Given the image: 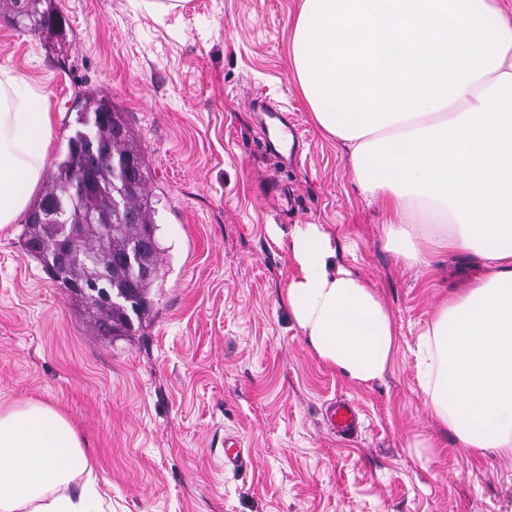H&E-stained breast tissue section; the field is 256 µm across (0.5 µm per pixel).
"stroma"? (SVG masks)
I'll list each match as a JSON object with an SVG mask.
<instances>
[{
  "label": "stroma",
  "instance_id": "1",
  "mask_svg": "<svg viewBox=\"0 0 512 512\" xmlns=\"http://www.w3.org/2000/svg\"><path fill=\"white\" fill-rule=\"evenodd\" d=\"M301 0H186L155 15L140 0H40L60 20L32 34L0 21V66L21 75L52 117L47 170L68 150L75 99L102 92L149 159L164 275L133 336H95L88 317L0 230V404L63 413L94 458L112 512H501L512 459L474 460L438 433L413 350L458 261L398 263L380 205L301 95L289 45ZM299 130L296 159L261 150L253 106ZM318 224L338 259L375 288L398 332L383 379L368 386L324 366L288 311L287 250ZM358 408L343 439L325 409ZM232 436L249 467H224Z\"/></svg>",
  "mask_w": 512,
  "mask_h": 512
}]
</instances>
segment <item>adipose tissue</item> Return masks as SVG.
<instances>
[{
	"mask_svg": "<svg viewBox=\"0 0 512 512\" xmlns=\"http://www.w3.org/2000/svg\"><path fill=\"white\" fill-rule=\"evenodd\" d=\"M290 61L319 130L346 147L362 194L409 267L460 259L416 346L432 419L475 457L512 458V0H302ZM50 114L0 68V229L47 160ZM286 299L325 366L359 385L398 348L377 291L336 264L335 239L294 225ZM0 512H104L72 422L0 405Z\"/></svg>",
	"mask_w": 512,
	"mask_h": 512,
	"instance_id": "adipose-tissue-1",
	"label": "adipose tissue"
}]
</instances>
